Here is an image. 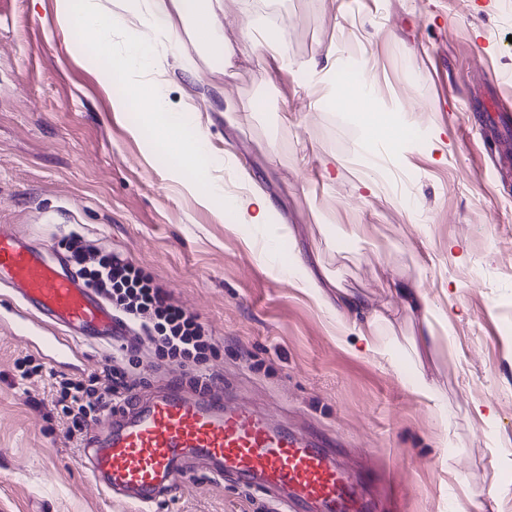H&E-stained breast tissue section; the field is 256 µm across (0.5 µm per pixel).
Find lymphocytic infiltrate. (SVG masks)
Returning <instances> with one entry per match:
<instances>
[{
	"label": "lymphocytic infiltrate",
	"instance_id": "obj_1",
	"mask_svg": "<svg viewBox=\"0 0 512 512\" xmlns=\"http://www.w3.org/2000/svg\"><path fill=\"white\" fill-rule=\"evenodd\" d=\"M66 250L87 284L103 294L121 317L138 326L159 357L179 362L191 383L212 388L215 379L204 367L214 350L199 316L176 305L169 291L156 283L123 253L92 250L79 233H70ZM131 349L113 348L112 360L89 382L59 383V402L72 419L68 437H76L87 419L102 417L121 404L132 403L136 385L127 368Z\"/></svg>",
	"mask_w": 512,
	"mask_h": 512
}]
</instances>
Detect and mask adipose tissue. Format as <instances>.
Wrapping results in <instances>:
<instances>
[{
  "label": "adipose tissue",
  "mask_w": 512,
  "mask_h": 512,
  "mask_svg": "<svg viewBox=\"0 0 512 512\" xmlns=\"http://www.w3.org/2000/svg\"><path fill=\"white\" fill-rule=\"evenodd\" d=\"M126 8L143 14V25L152 33L179 40L172 17L206 27L215 22L213 0H127ZM57 19L62 28L80 36L98 34V47L112 62V78L125 89L142 121L163 134V149L170 174L204 206H221L239 224L266 226L269 243L288 234L278 223L271 204L247 179L228 189L218 171L231 163V153L215 154L205 128L193 111L172 110L163 80L152 68L150 44L142 35L127 33L123 15L103 14L98 0H57Z\"/></svg>",
  "instance_id": "ef3b65f1"
}]
</instances>
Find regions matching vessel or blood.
I'll return each mask as SVG.
<instances>
[{"instance_id": "b4317fda", "label": "vessel or blood", "mask_w": 512, "mask_h": 512, "mask_svg": "<svg viewBox=\"0 0 512 512\" xmlns=\"http://www.w3.org/2000/svg\"><path fill=\"white\" fill-rule=\"evenodd\" d=\"M0 287L13 291L21 305L13 332L25 335L44 323L56 328V335L39 339L52 362L75 356L76 343H112L132 332L67 258L50 260L7 224L0 225ZM101 426L105 435L85 445L92 479L109 496L146 508L171 493L188 460L196 459L213 464L217 477L276 492L278 512L373 510L319 431L276 426L212 391L189 396L170 384L107 414Z\"/></svg>"}]
</instances>
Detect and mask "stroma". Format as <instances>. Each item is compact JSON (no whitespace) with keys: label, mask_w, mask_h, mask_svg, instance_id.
Listing matches in <instances>:
<instances>
[{"label":"stroma","mask_w":512,"mask_h":512,"mask_svg":"<svg viewBox=\"0 0 512 512\" xmlns=\"http://www.w3.org/2000/svg\"><path fill=\"white\" fill-rule=\"evenodd\" d=\"M54 8L0 0V224L53 256L74 231L124 252L207 325V368L237 401L316 427L345 467L387 477L385 512H459L475 494L484 512H512V166L468 124L477 109L512 115V0H223L211 37L230 50L224 63L192 32L155 42L171 107L194 110L212 150L242 164L225 183L248 175L289 225L272 259L256 228L230 226L170 178L154 129L118 106L108 61ZM268 22L288 68L242 41ZM337 73L402 114L400 139L361 144L360 112L331 103ZM292 252L329 299L361 302L357 324L381 316L390 359L353 332L338 342L326 307L279 272ZM15 303L0 290V512H140L90 477L82 445L98 426L68 439L51 377L22 378L17 360L45 357L10 331ZM424 307L439 340L420 350ZM111 354L82 342L56 372L84 382ZM136 362L142 392L182 376L147 348ZM418 367L433 396L412 384ZM270 503L191 467L152 512Z\"/></svg>","instance_id":"1"}]
</instances>
